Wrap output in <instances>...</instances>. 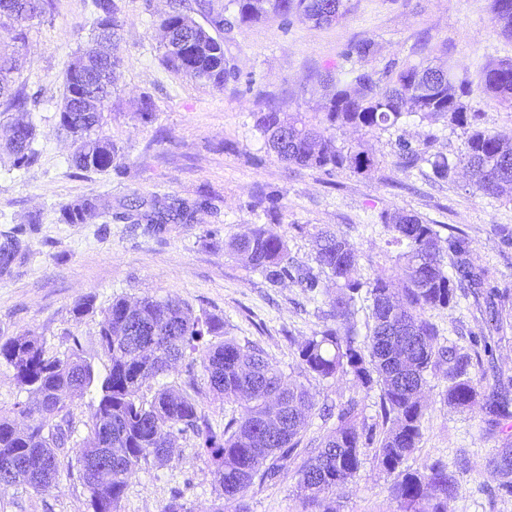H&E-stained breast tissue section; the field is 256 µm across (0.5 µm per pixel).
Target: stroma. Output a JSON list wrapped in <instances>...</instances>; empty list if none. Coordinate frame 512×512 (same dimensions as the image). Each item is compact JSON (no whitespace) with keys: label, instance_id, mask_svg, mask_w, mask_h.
I'll return each mask as SVG.
<instances>
[{"label":"stroma","instance_id":"stroma-1","mask_svg":"<svg viewBox=\"0 0 512 512\" xmlns=\"http://www.w3.org/2000/svg\"><path fill=\"white\" fill-rule=\"evenodd\" d=\"M123 21L112 98L102 132L119 148L122 166L85 172L71 162V139L59 126L63 77L76 53L94 48L90 34L92 0H52V16L33 23L20 51L18 81L38 96L26 117L36 127V163L25 172L10 168L0 145V244L21 232L20 251L0 272V339L25 332L42 338L49 354L67 350L79 337L83 356L103 378L109 361L98 344L99 322L114 297L176 299L194 312L222 317L225 337L263 350L285 374L296 375L298 343L317 330L325 296H312L297 284L268 283L224 250V241L265 218L254 202L259 191L280 196L281 216L272 229L288 243L295 263L313 265L314 235L328 229L359 250L355 275L365 281L397 277L395 257L387 252L378 226L384 211L416 213L431 224H446L471 241L470 259L486 267L495 285L512 296V202L468 193L470 176L435 181L430 166L399 164L396 142L427 145L429 152L456 154L466 135L444 120L404 121L397 129L338 133V145L359 147L379 161L372 175L345 171L326 175L312 169L289 170L267 150L254 127V114L266 104L307 117L320 114L323 91L317 73L344 67L343 53L357 40L373 44L366 69L381 71L392 62L420 61L452 67L457 76H474L489 58H512V38L495 26L489 0H353L343 20L329 26L284 24L268 18L235 25L224 43L238 79L217 88L169 71L159 16L170 0H116ZM153 108L143 120V101ZM469 107L480 125L512 137V110L473 88ZM93 194L114 212L133 198L205 199L186 224H168L160 234L144 225L112 216L95 224H65L61 204ZM93 309L75 318L76 303ZM481 303L459 299L429 311L441 344L465 347L482 326ZM504 330L493 336L492 357L476 366L483 388L512 378V300L502 311ZM442 373L429 375L424 388L422 438L410 467L442 459L464 458L457 496L448 512H512V498H494L474 478L486 458L505 442L512 428L489 435L478 409L460 411L444 403ZM317 404L358 403L362 419L376 416L377 391H365L353 376L311 382ZM198 441L186 435L176 442L171 462L143 467L129 482L120 512H161L173 494H181L191 512H211L217 492L207 465L198 458ZM389 477L365 462L335 496L336 512H399L389 492ZM248 512H322L303 505L295 468L276 481L254 487L245 499ZM0 512H91L89 494L77 470L61 468L47 491L22 487L0 494Z\"/></svg>","mask_w":512,"mask_h":512}]
</instances>
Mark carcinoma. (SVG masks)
<instances>
[{"instance_id":"carcinoma-1","label":"carcinoma","mask_w":512,"mask_h":512,"mask_svg":"<svg viewBox=\"0 0 512 512\" xmlns=\"http://www.w3.org/2000/svg\"><path fill=\"white\" fill-rule=\"evenodd\" d=\"M93 6L94 40L112 46V51L89 49L70 64L60 125L74 144L72 163L77 169L116 170L121 167L118 149L99 131L112 97V74L123 63L118 52L123 22L115 0H93ZM228 6L239 23L273 16L330 25L334 14L344 18L351 12L352 0H228ZM48 7L49 0H0L4 38L25 46L30 23ZM490 12L512 36V0H490ZM208 23H198L182 0H173L159 20L168 35L163 61L176 74L222 88L236 78L224 55L228 22L218 14ZM19 71L15 54L0 52V101L8 111L28 112L36 98L14 89ZM323 83L327 102L317 124L300 114L286 120L273 105L257 115L255 128L265 146L287 167L330 176L338 171L368 174L378 167L376 157L337 145V132L348 127L384 131L412 117L443 118L467 136L464 150L454 159L433 157L434 175L449 179L462 167L471 173L472 193L512 201V140L478 129V114L464 101L476 85L512 107V59L486 62L474 81L459 79L447 68L407 64L390 65L381 73L357 69L348 83L328 74ZM5 134L12 166L29 168L36 157L34 125L18 121ZM398 150L407 167L422 160V152L407 140H398ZM256 204L269 220L277 219V194L263 191ZM206 206L204 200L192 205L173 200L146 210L136 199L127 211L159 233L171 222L192 220L197 209ZM100 210L99 200L85 195L63 204L61 217L66 224H87ZM380 221L388 234L386 245L396 250L402 281L397 297L384 278L367 282L354 277L357 247L328 230L315 234L317 274L290 260L286 241L265 224L224 242L228 253L272 285L291 281L315 293L321 288L320 275L334 282L336 292L329 297L324 324L296 349L302 382L288 379L262 350L224 337V319L216 315H196L176 300L113 299L98 334L110 366L86 423L87 434L75 443L72 459L62 456V441H71L74 434L72 405L95 383L79 337H71L72 345L61 357L47 354L44 342L29 333L0 340V361L12 367L19 385L37 395L35 405H18V413L26 418L23 425L0 418V465H15L20 475L15 485L36 492L49 489L61 467H74L89 493L92 512H119L129 481L142 465L169 463L176 439L191 433L199 439L200 456L213 466L220 502L212 512H224L229 505L235 512H247L246 493L274 481L299 456L315 407L308 382L350 374L361 387L379 391L378 421L358 420V403L352 398L323 408L322 417L336 418V427L298 466L304 502L313 506L336 494L370 450L375 467L393 478L389 492L402 512H448V501L457 495V471L440 460L415 469L407 466L422 438L421 392L429 373L441 370L447 381L446 403L461 409L477 405L487 433L504 431L512 420V385L501 382L484 390L472 370L481 364V355H492L489 339L503 330L499 303L505 295L490 284L487 270L469 262L470 242L464 234L451 230L444 237L436 225L412 213L386 211ZM20 246L15 235L0 246L1 269L10 266ZM363 290L371 300L373 326L361 341L355 315ZM460 293L484 300V329L472 334L470 351L439 345L438 331L426 318L427 312L456 303ZM178 361L184 363L183 387L164 383L152 388ZM203 387L214 398L240 408L239 416L221 431L212 427L195 399ZM147 389L154 390L149 398ZM107 455L112 457L108 476L85 481L90 462ZM478 475L496 483L495 496L512 497V448L498 449Z\"/></svg>"}]
</instances>
